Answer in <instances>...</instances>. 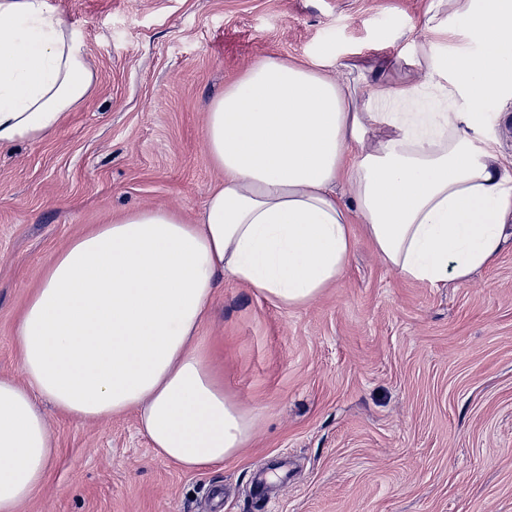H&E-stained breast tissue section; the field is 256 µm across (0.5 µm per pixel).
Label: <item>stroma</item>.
<instances>
[{
  "instance_id": "stroma-1",
  "label": "stroma",
  "mask_w": 512,
  "mask_h": 512,
  "mask_svg": "<svg viewBox=\"0 0 512 512\" xmlns=\"http://www.w3.org/2000/svg\"><path fill=\"white\" fill-rule=\"evenodd\" d=\"M94 88L43 140L0 150V377L52 258L122 212L196 217L217 179L210 100L255 59L321 67L360 97L419 85L430 0H52ZM483 134L512 160V96ZM344 275L300 308L225 278L200 334L255 419L223 466L185 472L135 413H49L57 454L21 512H512V218L464 282L401 278L364 227Z\"/></svg>"
}]
</instances>
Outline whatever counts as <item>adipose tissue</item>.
<instances>
[{
	"label": "adipose tissue",
	"mask_w": 512,
	"mask_h": 512,
	"mask_svg": "<svg viewBox=\"0 0 512 512\" xmlns=\"http://www.w3.org/2000/svg\"><path fill=\"white\" fill-rule=\"evenodd\" d=\"M432 0L423 102L274 55L208 106L220 174L196 219L135 208L48 264L15 327L21 379L0 378V512H19L56 454L48 411L96 420L136 412L156 452L184 470L222 465L253 420L224 395L201 325L223 277L298 307L343 275L359 220L403 279L432 288L493 263L512 215V171L491 146L484 102L512 90V0ZM464 32L478 53L449 50ZM95 71L52 0H0V147L36 142L93 89ZM374 134L372 150L350 157ZM349 185L342 204L338 185Z\"/></svg>",
	"instance_id": "ef3b65f1"
}]
</instances>
